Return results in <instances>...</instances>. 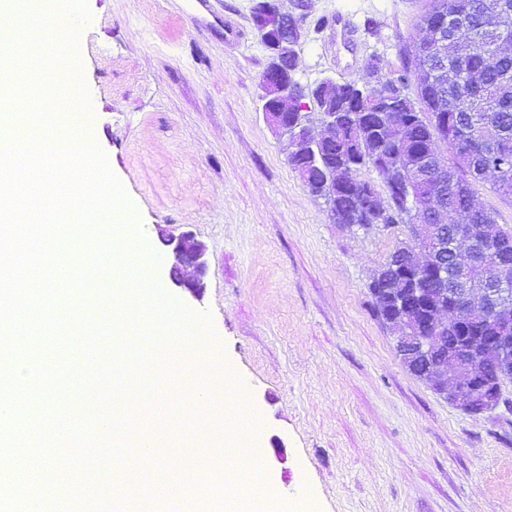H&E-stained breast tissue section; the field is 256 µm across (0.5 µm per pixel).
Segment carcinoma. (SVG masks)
Instances as JSON below:
<instances>
[{
	"label": "carcinoma",
	"instance_id": "obj_1",
	"mask_svg": "<svg viewBox=\"0 0 512 512\" xmlns=\"http://www.w3.org/2000/svg\"><path fill=\"white\" fill-rule=\"evenodd\" d=\"M417 48L432 51L433 80L413 63L418 100L405 89L408 75L390 79L392 96L378 105L357 81L324 82L316 104L327 120L326 137H311L304 145L313 158L306 184L336 214V223L368 229L376 207L386 213L383 226L421 224L432 202L429 194V159L448 168L445 188L448 203L469 210L472 185L489 181L494 189L512 195V52L492 55L500 38L512 41V21L490 23L483 0H430L417 23ZM465 72L462 83L448 81V71ZM453 154L446 161L443 150ZM392 152L412 182L414 205L405 195L381 200L371 183L358 178L373 158ZM473 224H485L495 237L512 238V228L498 224L494 213L476 209ZM384 269L368 285L377 317L393 323V304L381 291ZM426 303H448V288L440 283L423 287ZM419 335L447 336L448 327L429 312L417 316Z\"/></svg>",
	"mask_w": 512,
	"mask_h": 512
}]
</instances>
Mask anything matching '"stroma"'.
Listing matches in <instances>:
<instances>
[{
	"instance_id": "1",
	"label": "stroma",
	"mask_w": 512,
	"mask_h": 512,
	"mask_svg": "<svg viewBox=\"0 0 512 512\" xmlns=\"http://www.w3.org/2000/svg\"><path fill=\"white\" fill-rule=\"evenodd\" d=\"M78 76L89 114L180 313L207 316L234 373L201 414L223 428L246 393L266 482L307 512H512V381L468 414L409 372L367 285L407 225L334 223L266 120L269 55L255 0H82ZM427 0H309L294 78L372 82L410 67ZM241 35L225 37V22ZM207 247L201 298L172 285L161 230Z\"/></svg>"
}]
</instances>
